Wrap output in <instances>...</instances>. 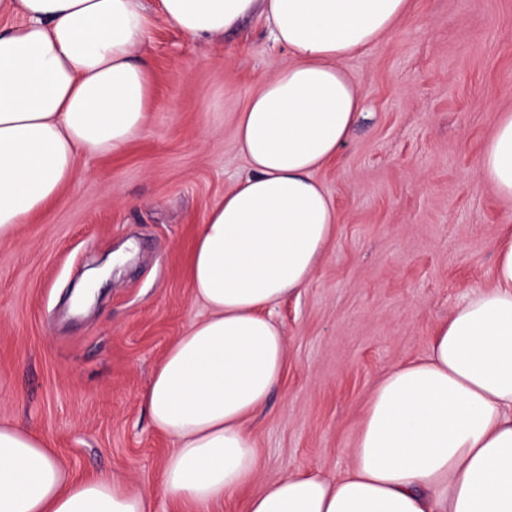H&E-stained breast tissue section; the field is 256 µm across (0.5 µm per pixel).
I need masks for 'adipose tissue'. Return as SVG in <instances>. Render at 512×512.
<instances>
[{"mask_svg": "<svg viewBox=\"0 0 512 512\" xmlns=\"http://www.w3.org/2000/svg\"><path fill=\"white\" fill-rule=\"evenodd\" d=\"M409 0H158L169 25L223 36L256 14L288 59L237 113L233 145L250 173L208 212L190 286L209 311L156 366L143 401L173 451L170 498L238 512H512V229L494 281L470 291L424 356L390 367L372 390L346 471L292 472L246 498L260 470L250 418L288 360L267 312L307 288L336 236L315 178L346 143L363 98L346 59L407 14ZM0 240L59 199L78 155L116 151L142 132L152 98L137 55L142 0H0ZM479 175L512 199V111L480 151ZM150 491L74 480L46 441L0 425V512H152Z\"/></svg>", "mask_w": 512, "mask_h": 512, "instance_id": "1", "label": "adipose tissue"}]
</instances>
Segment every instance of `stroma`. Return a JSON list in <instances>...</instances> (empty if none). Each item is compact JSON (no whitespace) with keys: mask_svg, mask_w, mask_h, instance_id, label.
I'll list each match as a JSON object with an SVG mask.
<instances>
[{"mask_svg":"<svg viewBox=\"0 0 512 512\" xmlns=\"http://www.w3.org/2000/svg\"><path fill=\"white\" fill-rule=\"evenodd\" d=\"M140 53L154 74L141 136L79 156L62 201L0 241V375L12 383L0 423L46 439L74 479L150 488L152 512H236L164 493L173 443L142 394L170 343L208 315L190 288L192 240L249 174L235 117L288 52L255 16L213 42L156 17ZM344 66L363 110L315 174L338 230L301 296L272 312L288 364L250 423L262 457L250 495L289 472L344 473L375 385L492 283L512 226V201L478 174L512 110V0H412Z\"/></svg>","mask_w":512,"mask_h":512,"instance_id":"1","label":"stroma"}]
</instances>
